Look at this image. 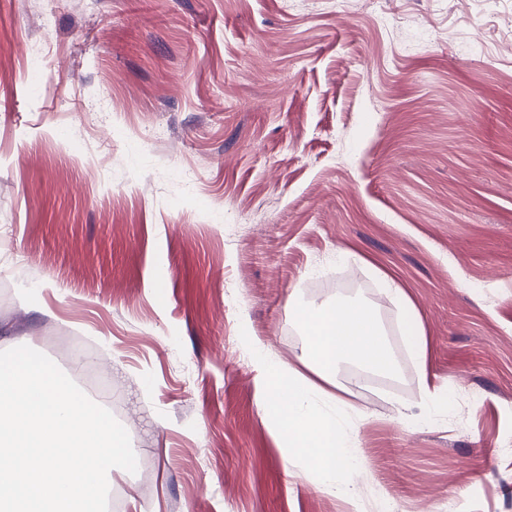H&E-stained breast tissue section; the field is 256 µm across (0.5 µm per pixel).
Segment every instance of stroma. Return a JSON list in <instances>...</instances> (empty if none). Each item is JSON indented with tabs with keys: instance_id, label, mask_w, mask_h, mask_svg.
Returning a JSON list of instances; mask_svg holds the SVG:
<instances>
[{
	"instance_id": "35a3bbf8",
	"label": "stroma",
	"mask_w": 512,
	"mask_h": 512,
	"mask_svg": "<svg viewBox=\"0 0 512 512\" xmlns=\"http://www.w3.org/2000/svg\"><path fill=\"white\" fill-rule=\"evenodd\" d=\"M511 15L0 0V351L66 372L64 331L95 353L151 473L113 470L124 512H512ZM380 272L421 319L424 366ZM352 296L399 375L339 376L367 469L342 496L281 447L250 350L301 368L292 299ZM426 383L454 390L429 419Z\"/></svg>"
}]
</instances>
